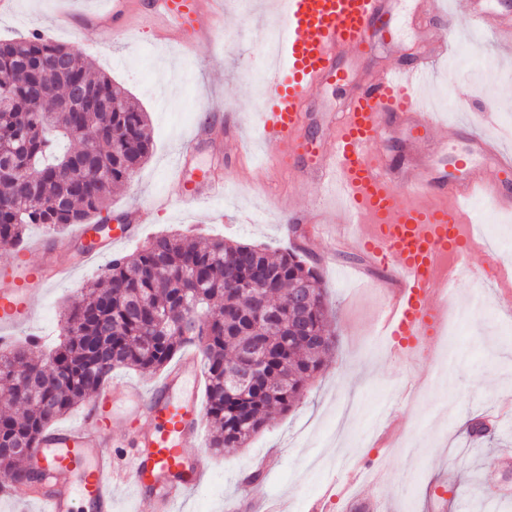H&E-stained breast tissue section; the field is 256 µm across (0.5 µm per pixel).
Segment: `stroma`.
<instances>
[{
  "instance_id": "obj_1",
  "label": "stroma",
  "mask_w": 512,
  "mask_h": 512,
  "mask_svg": "<svg viewBox=\"0 0 512 512\" xmlns=\"http://www.w3.org/2000/svg\"><path fill=\"white\" fill-rule=\"evenodd\" d=\"M105 2L13 0L10 11L0 12V40L37 31L80 49L147 112L151 155L115 190L110 216L121 218L127 207L163 192L201 113L234 112L243 123L241 141L204 143L196 151L200 167L222 155L223 197L172 206L145 225L142 236L172 231L199 242L224 238L274 252L295 249L284 234L287 214L277 200L292 206L328 204L331 193L304 175V158H289L287 171L271 182L260 174L243 179L238 163L242 155L259 170L269 162L254 122L266 79L267 50L258 31L271 29L273 16L258 15L259 0H224L223 37L199 42L187 55L154 41L144 25L135 34L115 37L84 24V16L101 12ZM444 3L449 14H435L434 22L440 27L453 23L457 36L430 80L435 106L447 120L480 121L486 134L498 136L500 127L512 124V67L500 65L490 74L478 69L479 61L502 56L501 44L491 32H473L464 0ZM62 9L72 14L75 25L58 23ZM345 98L343 88L319 89L317 110L301 137L326 135V114L343 112ZM325 249L320 242L303 254L306 261L319 263L336 331L337 347L325 369L292 410L272 414L246 447H190L211 479L178 503L177 512H232L244 488L253 500L281 496L293 512H308L326 484L344 486L354 460L385 470V480L358 485L364 496L381 499L384 512H512V495L499 492L502 485H512V474L492 464L497 455L512 454V284L502 289L486 282L494 265L512 267V213L499 214L488 247L471 250L473 275L451 303L478 313L449 340L448 369L440 375L435 343L404 358L385 347L378 319L387 299L380 279L363 280L354 269L361 243L350 241L347 251L323 260L319 254ZM109 262L106 256L95 259L71 280L37 291L31 335L51 343L63 307ZM490 409L508 416L490 436L461 440L464 423Z\"/></svg>"
}]
</instances>
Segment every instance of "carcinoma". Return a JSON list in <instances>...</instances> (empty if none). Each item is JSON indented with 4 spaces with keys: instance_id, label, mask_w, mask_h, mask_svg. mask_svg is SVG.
Listing matches in <instances>:
<instances>
[{
    "instance_id": "obj_1",
    "label": "carcinoma",
    "mask_w": 512,
    "mask_h": 512,
    "mask_svg": "<svg viewBox=\"0 0 512 512\" xmlns=\"http://www.w3.org/2000/svg\"><path fill=\"white\" fill-rule=\"evenodd\" d=\"M86 87L110 112L44 111L34 93L57 100ZM147 113L123 87L93 72L71 46L38 33L0 41V244L18 243L31 224L60 230L85 224L108 209L116 188L149 158ZM311 289L301 310L293 290ZM271 305L268 322L255 316L258 300ZM305 328L318 336L294 340ZM62 341L34 359V342L0 352V390L18 410L0 411V466L15 470L20 446L96 393L116 369L164 370L197 337L205 374L206 416L214 448H241L275 410L289 411L335 348L322 275L294 252L279 256L254 244L158 235L135 252L112 258L100 278L82 288L61 320ZM261 336L258 394L229 383L241 351ZM35 384L23 391L16 364Z\"/></svg>"
}]
</instances>
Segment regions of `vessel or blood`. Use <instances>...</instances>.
<instances>
[{"label":"vessel or blood","instance_id":"b4317fda","mask_svg":"<svg viewBox=\"0 0 512 512\" xmlns=\"http://www.w3.org/2000/svg\"><path fill=\"white\" fill-rule=\"evenodd\" d=\"M477 14L476 28L491 30L503 43L512 42V19L491 13L488 0H467ZM157 17L166 28L165 40L187 46L204 29L224 24L219 0H112L105 28L132 30V11ZM401 0H285L286 66L273 71L269 93L258 114L260 136L268 155L288 157L313 149L322 183L340 188L343 196L338 223L366 224L362 251L368 263L387 269L384 280L388 304L382 332L394 339V353H411L436 337L448 319V296L458 280L471 273L460 215L472 203H487L498 211L512 210V196L501 189L500 173L512 171V150L489 137L479 125L438 120L418 95L434 65L448 49L453 30L429 32L433 54L415 66H366L376 41L396 44L400 37ZM344 82L350 86L347 110L340 123L309 147L297 136L307 119L315 89ZM405 127V148L396 150L387 136ZM465 138L468 151L453 169L431 164L446 141ZM181 157L173 178L177 203L209 201L224 190L215 170H188ZM416 196L402 204L400 193ZM431 206L419 205L422 197ZM288 221L303 225L307 240L324 236L323 220L307 211L288 208ZM141 225L123 224L114 233L94 237L88 224L78 225L71 241L84 245V259L111 253L121 241L134 240ZM58 240L47 237L34 247L17 246V260L0 265V345L11 343L12 329L29 324L34 290L66 278L70 267L52 265ZM41 259L29 263L30 251ZM459 267L455 279L438 269L448 257ZM202 364L199 352L184 354L151 388L128 383L122 399L101 388L69 425L42 432L29 454L32 467L49 483L38 502L42 512H80L89 504L97 512H112L113 460L103 440L114 422L134 425L137 452L123 468V484L137 494L162 501L174 512L187 491L203 486L209 471L188 458L186 446L202 436L200 395Z\"/></svg>","mask_w":512,"mask_h":512}]
</instances>
